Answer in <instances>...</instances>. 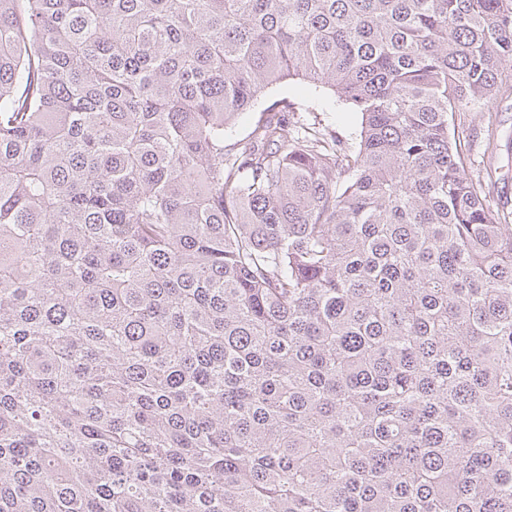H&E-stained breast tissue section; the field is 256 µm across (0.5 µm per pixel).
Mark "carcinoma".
I'll list each match as a JSON object with an SVG mask.
<instances>
[{
	"mask_svg": "<svg viewBox=\"0 0 512 512\" xmlns=\"http://www.w3.org/2000/svg\"><path fill=\"white\" fill-rule=\"evenodd\" d=\"M511 63L512 0H0V512H512ZM288 93V100L296 103L295 106L323 108L327 112H318L325 123L336 128L337 134L343 138H350L352 133L360 129L361 117L359 114L349 112L342 107L332 105V98L326 93L312 95L305 84L291 82L283 89ZM506 93L505 95H507ZM488 102L483 112H463L464 150L467 155L466 173L473 179H483L487 173L492 180L489 204L496 209L499 203L508 199V209L512 207V95ZM511 104V108L510 105ZM492 114V130L495 134L497 149L485 150L487 119Z\"/></svg>",
	"mask_w": 512,
	"mask_h": 512,
	"instance_id": "cac0c4a2",
	"label": "carcinoma"
}]
</instances>
